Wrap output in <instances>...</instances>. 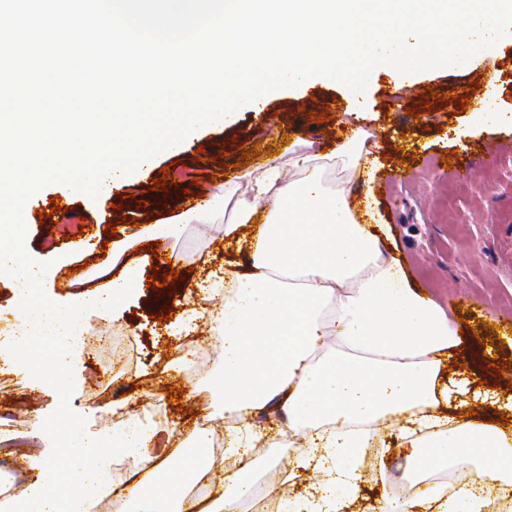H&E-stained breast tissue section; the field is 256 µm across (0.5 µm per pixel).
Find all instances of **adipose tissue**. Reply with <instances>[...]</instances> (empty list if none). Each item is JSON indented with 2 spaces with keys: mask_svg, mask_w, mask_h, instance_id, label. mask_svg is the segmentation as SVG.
<instances>
[{
  "mask_svg": "<svg viewBox=\"0 0 512 512\" xmlns=\"http://www.w3.org/2000/svg\"><path fill=\"white\" fill-rule=\"evenodd\" d=\"M368 137L356 129L321 158L293 151L226 189L224 236L248 265L225 262L204 305L191 293L185 302L208 320L223 358L214 388L232 473L209 503L193 496L210 447L194 432L172 461L144 462L134 491L110 492L112 512H239L254 480V418L270 410L286 419L302 463L321 473L313 497L323 512H348L358 498L354 460L383 425L397 426L411 470L450 468L461 480L452 492L382 497L377 512H486V490L512 494V429L463 416L468 382L441 380V355L457 341L447 312L386 255L379 212L356 214L346 187L324 186L328 168L374 182Z\"/></svg>",
  "mask_w": 512,
  "mask_h": 512,
  "instance_id": "adipose-tissue-1",
  "label": "adipose tissue"
}]
</instances>
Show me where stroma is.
<instances>
[{"instance_id":"1","label":"stroma","mask_w":512,"mask_h":512,"mask_svg":"<svg viewBox=\"0 0 512 512\" xmlns=\"http://www.w3.org/2000/svg\"><path fill=\"white\" fill-rule=\"evenodd\" d=\"M498 62L500 77L496 91L487 95V111L512 113V39L500 41L492 58L474 57L460 68H438L412 74L403 84L373 76L364 99L365 123L374 132L370 146L380 170L374 185L379 208L393 227L394 243L387 254L404 263L413 288L434 300L459 324L458 345L448 360L450 376L480 383L482 391H495L497 402H473L475 412L505 419L499 400L512 396V379L496 375L488 360L506 359L512 364V124H477L475 112L462 109L453 97L467 86L475 73L489 62ZM444 95L438 112L428 114L423 103L428 92ZM335 108H327V100ZM352 98L337 84L312 82L280 92L269 100L264 112H244L228 127L207 129L187 142L178 155L158 154L149 178L171 166L175 184L168 194L136 192L124 198L122 191L96 199L77 196L72 213L82 217L84 247L68 239L65 219L52 213L50 200L60 195V185L51 184L30 198L23 210L27 227L25 246L37 261L53 262L57 274L49 292L58 300L82 283L83 293H94L96 276L86 270L87 262L111 268V257L102 253L109 239L107 224H114L118 236L134 233L136 224L173 221V209L193 212L178 239L161 246V253H176L184 282L196 286L198 266L223 264L224 190L245 171L263 160H287L288 146L300 138L313 151L335 149L357 124ZM208 145V159L198 157L200 145ZM498 149L492 163L493 181L483 177L464 181L452 170L474 163L487 148ZM402 172L400 184L386 183L391 171ZM150 288L126 304L112 320L88 318L92 335L109 336L125 331L137 341L132 365L122 376L104 372L99 355L83 353L81 382L71 395L75 407L92 411L88 430L112 427L118 421L113 406L146 414L160 427L173 429L175 439L191 431L197 417L224 418V403L212 386L223 367L218 351H211L206 364L196 365L182 350L181 337L171 335L167 321L150 318L146 304ZM182 390L184 412L168 402L166 387ZM29 399L12 428L26 443L13 458L21 462L49 445L40 416L52 413L58 396L52 391L30 389L24 377L0 365V413L12 398ZM268 435L258 442L253 461L258 479L277 497L298 503L309 495L319 475L303 470L299 452L288 445L286 426L261 415ZM385 448L365 449L359 468L361 497L351 512H371L381 496H424L436 482L406 483L398 478L404 457L397 431H381ZM292 481H285V472Z\"/></svg>"}]
</instances>
